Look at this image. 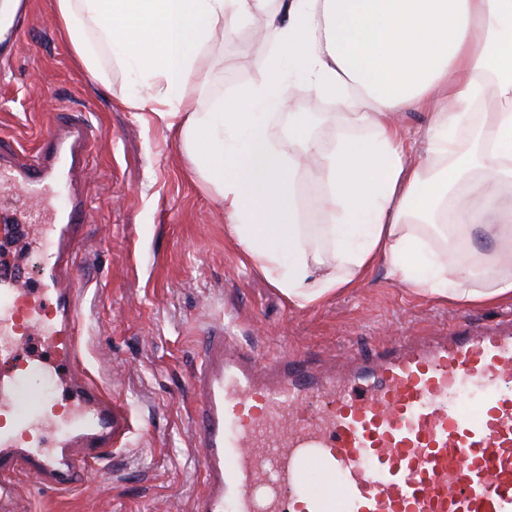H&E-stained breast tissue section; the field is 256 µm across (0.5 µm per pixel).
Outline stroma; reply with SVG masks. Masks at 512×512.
Returning a JSON list of instances; mask_svg holds the SVG:
<instances>
[{
	"label": "stroma",
	"instance_id": "1",
	"mask_svg": "<svg viewBox=\"0 0 512 512\" xmlns=\"http://www.w3.org/2000/svg\"><path fill=\"white\" fill-rule=\"evenodd\" d=\"M27 2L11 55L0 56V138L33 152L66 110L82 111L93 129L80 176L93 221L77 257L79 353L91 378L129 407L135 428L70 490L18 479L22 512H191L202 473L187 374L211 325L256 352L285 348L339 370L352 349L371 354L397 336H438L459 320L481 325L512 314V302L462 306L413 295L383 264L334 300L291 308L240 263L223 209L187 174L177 142L123 105L135 78L116 68L108 85L94 81L62 39L53 0ZM249 36L244 28L211 47L198 111L261 80Z\"/></svg>",
	"mask_w": 512,
	"mask_h": 512
}]
</instances>
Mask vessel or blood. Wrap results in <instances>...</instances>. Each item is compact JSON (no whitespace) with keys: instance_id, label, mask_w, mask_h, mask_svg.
Here are the masks:
<instances>
[{"instance_id":"obj_1","label":"vessel or blood","mask_w":512,"mask_h":512,"mask_svg":"<svg viewBox=\"0 0 512 512\" xmlns=\"http://www.w3.org/2000/svg\"><path fill=\"white\" fill-rule=\"evenodd\" d=\"M92 146L79 113L33 153L0 146V250L24 239L37 266L0 261V501L23 474L77 486L133 430L78 351L76 256L91 214L77 163ZM350 360L328 375L210 326L190 374L203 474L192 512H512V319ZM53 380L61 395L42 390ZM461 388L475 403L456 400ZM315 397L319 416L305 411Z\"/></svg>"}]
</instances>
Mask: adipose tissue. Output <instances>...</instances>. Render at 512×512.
I'll return each mask as SVG.
<instances>
[{
  "mask_svg": "<svg viewBox=\"0 0 512 512\" xmlns=\"http://www.w3.org/2000/svg\"><path fill=\"white\" fill-rule=\"evenodd\" d=\"M62 36L93 80L132 72L126 107L176 138L200 189L223 208L245 264L303 310L386 262L415 295L512 301V0H54ZM263 20V78L215 111L194 108L208 49ZM333 103L288 111L286 86ZM427 111L412 140L397 113ZM311 178L323 223L297 185ZM470 235L480 254L428 227ZM315 191V186L308 179H303L298 187V200L302 211L305 214L308 224H320L322 218L320 213L314 209L312 205V194Z\"/></svg>",
  "mask_w": 512,
  "mask_h": 512,
  "instance_id": "ef3b65f1",
  "label": "adipose tissue"
}]
</instances>
